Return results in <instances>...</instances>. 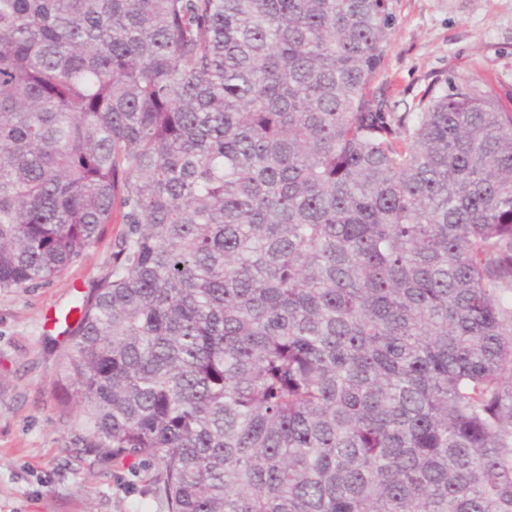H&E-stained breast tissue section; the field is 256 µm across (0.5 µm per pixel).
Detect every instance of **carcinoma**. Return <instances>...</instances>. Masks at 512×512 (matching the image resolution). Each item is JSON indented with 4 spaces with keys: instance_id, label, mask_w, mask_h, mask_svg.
Masks as SVG:
<instances>
[{
    "instance_id": "carcinoma-1",
    "label": "carcinoma",
    "mask_w": 512,
    "mask_h": 512,
    "mask_svg": "<svg viewBox=\"0 0 512 512\" xmlns=\"http://www.w3.org/2000/svg\"><path fill=\"white\" fill-rule=\"evenodd\" d=\"M392 0H0V289L168 512H512V112L371 92Z\"/></svg>"
}]
</instances>
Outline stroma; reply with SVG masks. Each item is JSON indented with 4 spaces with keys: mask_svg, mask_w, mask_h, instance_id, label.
Here are the masks:
<instances>
[{
    "mask_svg": "<svg viewBox=\"0 0 512 512\" xmlns=\"http://www.w3.org/2000/svg\"><path fill=\"white\" fill-rule=\"evenodd\" d=\"M396 23L373 84L388 111L466 77L512 111V0H392ZM123 229L49 284L0 290V512H166L155 470L74 446L78 411L55 380L65 342L55 318L106 275Z\"/></svg>",
    "mask_w": 512,
    "mask_h": 512,
    "instance_id": "obj_1",
    "label": "stroma"
}]
</instances>
